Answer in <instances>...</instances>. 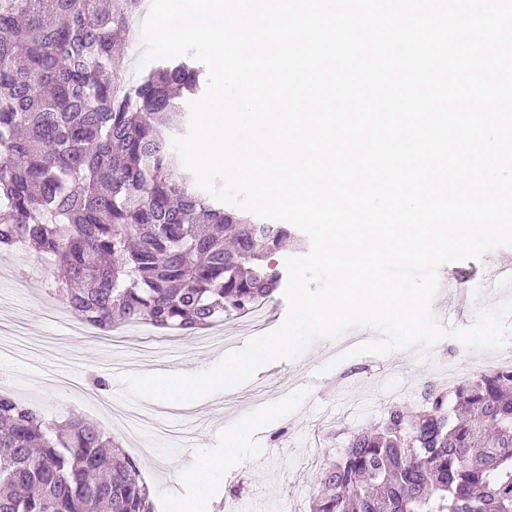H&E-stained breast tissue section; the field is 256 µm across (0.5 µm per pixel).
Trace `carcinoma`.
Masks as SVG:
<instances>
[{"label":"carcinoma","mask_w":512,"mask_h":512,"mask_svg":"<svg viewBox=\"0 0 512 512\" xmlns=\"http://www.w3.org/2000/svg\"><path fill=\"white\" fill-rule=\"evenodd\" d=\"M141 0H0V252L34 247L56 291L102 331H197L281 286L268 258L297 237L194 190L171 148L204 67L139 81L114 35ZM311 512H512V369L422 388L322 457ZM0 512H155L140 466L96 422L0 392Z\"/></svg>","instance_id":"carcinoma-1"}]
</instances>
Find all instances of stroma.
Listing matches in <instances>:
<instances>
[{"instance_id": "35a3bbf8", "label": "stroma", "mask_w": 512, "mask_h": 512, "mask_svg": "<svg viewBox=\"0 0 512 512\" xmlns=\"http://www.w3.org/2000/svg\"><path fill=\"white\" fill-rule=\"evenodd\" d=\"M509 258L512 249H499L480 260L444 265L442 271L467 293L484 283L490 264ZM53 286L50 263L35 251L0 257V340L5 343L0 389L57 421L72 411L101 421L99 403L109 402L111 433L138 461L159 512H173L177 500L192 502L196 512H259L264 502L279 512H309L324 448L346 447L348 431L381 422L394 404L393 388L415 395L424 383L442 382L445 369L474 368L491 358L446 339L428 362L419 361L413 350L360 355L325 374L322 366L337 352L334 342L322 340L299 360L271 364L246 384L192 407L198 427L190 438L128 436L123 413L133 401L123 395L118 375L153 372L160 359L128 358L109 334L97 340L72 335L66 323L73 314L53 295ZM315 374L320 384L312 383ZM98 378L105 387L95 386ZM228 431L237 434L239 454L227 459L206 492L177 484L174 473L180 467L223 454Z\"/></svg>"}]
</instances>
